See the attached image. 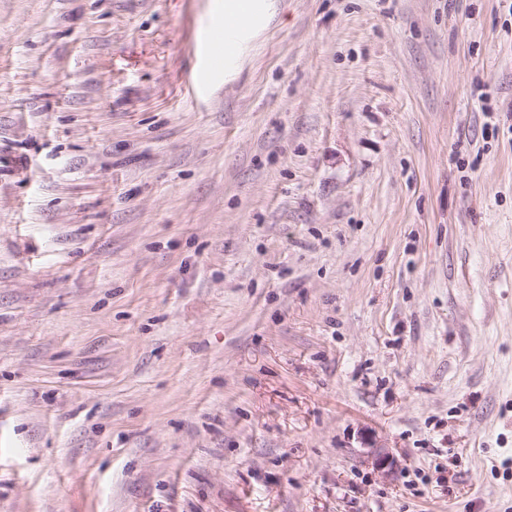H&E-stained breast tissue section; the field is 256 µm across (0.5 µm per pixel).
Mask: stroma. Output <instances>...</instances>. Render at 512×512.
Returning <instances> with one entry per match:
<instances>
[{
	"mask_svg": "<svg viewBox=\"0 0 512 512\" xmlns=\"http://www.w3.org/2000/svg\"><path fill=\"white\" fill-rule=\"evenodd\" d=\"M220 2L0 0V512H512V0ZM262 1L264 0L224 1V72L238 58L244 36L262 21Z\"/></svg>",
	"mask_w": 512,
	"mask_h": 512,
	"instance_id": "stroma-1",
	"label": "stroma"
}]
</instances>
